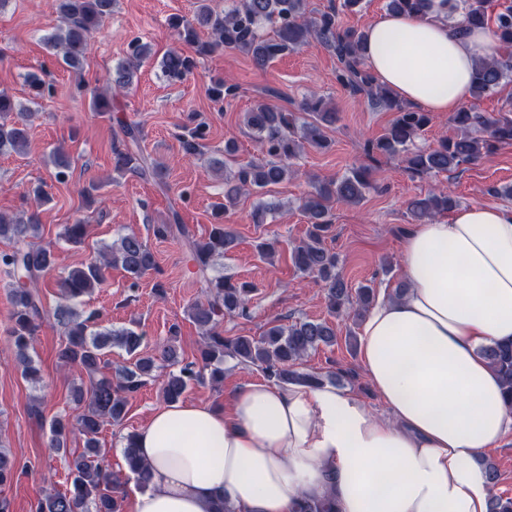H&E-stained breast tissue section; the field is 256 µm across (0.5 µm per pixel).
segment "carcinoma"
<instances>
[{
  "mask_svg": "<svg viewBox=\"0 0 512 512\" xmlns=\"http://www.w3.org/2000/svg\"><path fill=\"white\" fill-rule=\"evenodd\" d=\"M213 0H198L189 19L175 15L168 19L179 40L192 47L194 53L169 52L161 61L164 75L180 80L193 72L197 58L222 47L237 48L250 55L253 65L265 68L274 59L288 54L311 40L332 49L340 63L335 80L353 94H365L398 113L396 120L376 141L365 145V152L393 157L404 156L407 168L416 175L451 172L477 162L499 145L512 144V112L487 116L475 103L497 91L512 79V4L490 9L489 0H388L389 12L424 17L435 14L456 22L462 33L472 30L491 31L498 54L480 58L473 70L472 105L450 115L452 123L464 134L440 139L427 149L416 146V140L431 123V113L421 112L404 102L389 88L378 84L361 55L364 32L339 25L338 12L330 9L317 17L310 16L308 0H238L228 9L212 6ZM60 25L43 37L49 52L63 66L80 69L86 60L93 35L105 19L112 15L114 0H50ZM209 34L202 40L200 33ZM153 54L149 43L135 37L129 41L124 61L112 71L104 91L94 90L91 105L96 112L112 111V93L133 83L141 63ZM29 89L28 104L17 103L0 93V155L23 154L29 145V130L35 112L32 107L51 93V86L36 71L25 76ZM210 99L222 105L236 97V88L216 79L209 87ZM336 123V113L324 98L312 93L297 112L274 111L266 106L245 113V124L263 145L264 158L228 170V162L214 160L213 168L224 173V200L233 205L242 194L262 195L266 190L294 175L290 160L305 143L319 148L330 145L327 128ZM124 139L112 150L114 170L129 172L153 182L161 191L168 190L163 167L145 157L139 150L140 130L126 124ZM207 137L206 123L194 112L186 116L177 135L185 158L202 154ZM56 176L63 180L70 159L60 147L50 151ZM373 189L369 169L363 165L350 168L343 176L331 180H314L311 190L302 198L301 208L309 219L306 238L291 249V260L301 272L322 282L327 290V308L332 314L353 312L355 320L363 319L375 295L368 285L348 289L336 273V254L325 244L332 232L330 203L334 200L358 204ZM458 201L447 191H431L410 202L412 219L418 223L432 220L456 207ZM207 238L199 239L181 222L175 208H170L159 224L152 225L158 239L179 241L203 299L189 307V317L202 330L200 360L183 362L171 342L157 346L159 357L142 356L143 336L132 329L101 330L95 314L80 315L74 304L92 294L104 281L105 269L120 266L136 279L155 268V258L143 238L130 232L112 245L100 250L87 263L58 275L56 287L61 299L52 313L43 308L36 291L41 278L57 269V255L49 247L39 245L41 225L32 212L25 217L0 213V238L12 247L0 253V270L8 277L12 310L8 342L14 347L26 379L40 380V369L30 355L37 332L43 322L53 319L64 332L59 351L63 366L75 368L85 380L74 386L72 413L54 417L49 423L50 447L61 451L69 436L85 439L84 451L69 461L70 488L64 492L50 489L38 502L36 512H121L117 488L112 485L105 456L99 448L98 435L107 425L119 424L129 398L152 377L156 359L160 358L178 370L161 378V394L168 402L178 401L195 383L217 385L224 380V359L231 358L244 368L256 366L264 375L281 384L318 387L323 380L301 369L308 352L336 343V332L326 320H298L289 325L276 320L259 337L224 336V316L247 315L250 295L255 286L249 282L234 284L222 275L212 274L213 261L224 255L235 236L223 222V213H215ZM88 236V225L77 220L66 224L61 237L78 246ZM117 346L137 356L131 368L115 376L104 373L106 356ZM488 362L504 382V400L512 409V342H498L481 349ZM135 433L124 437L123 455L129 471L141 487L149 481V473L134 446ZM20 467L19 461L0 448V486L11 481ZM294 512H339L336 497H301Z\"/></svg>",
  "mask_w": 512,
  "mask_h": 512,
  "instance_id": "1",
  "label": "carcinoma"
}]
</instances>
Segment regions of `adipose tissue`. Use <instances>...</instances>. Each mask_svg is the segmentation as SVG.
Segmentation results:
<instances>
[{
  "label": "adipose tissue",
  "instance_id": "1",
  "mask_svg": "<svg viewBox=\"0 0 512 512\" xmlns=\"http://www.w3.org/2000/svg\"><path fill=\"white\" fill-rule=\"evenodd\" d=\"M362 55L379 84L434 114L471 96L489 32L388 13ZM407 291L367 313L360 338L377 414L331 385L250 383L223 408H158L136 445L150 470L129 512H294L335 496L340 512H488L479 454L512 436V409L482 347L512 340V207L472 204L414 225L404 242Z\"/></svg>",
  "mask_w": 512,
  "mask_h": 512
}]
</instances>
